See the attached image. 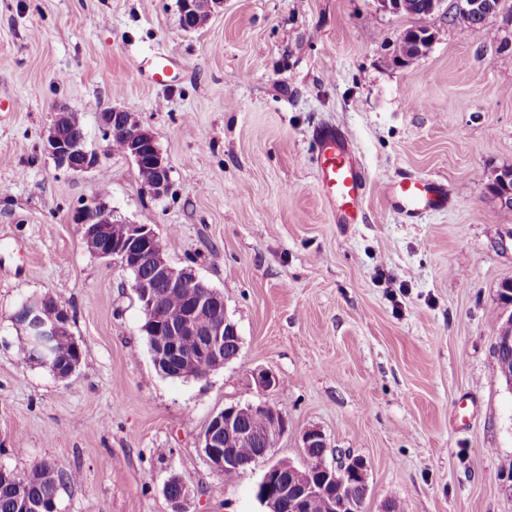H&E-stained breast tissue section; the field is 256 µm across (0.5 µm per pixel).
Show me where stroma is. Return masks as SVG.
I'll return each instance as SVG.
<instances>
[{"instance_id":"stroma-1","label":"stroma","mask_w":512,"mask_h":512,"mask_svg":"<svg viewBox=\"0 0 512 512\" xmlns=\"http://www.w3.org/2000/svg\"><path fill=\"white\" fill-rule=\"evenodd\" d=\"M455 0L419 18L377 0H224L195 31L177 0H0V467L68 472L57 512H265L259 472L225 482L200 439L213 414L264 402L288 417L278 457L322 430L368 466L363 512H512V387L494 346L512 304V212L491 185L512 170V0L479 34ZM436 38L397 60L408 28ZM161 56L172 80L149 83ZM79 115L99 165L82 174L43 149L56 104ZM119 106L150 128L171 189L146 194L104 136ZM351 143L363 216L337 223L313 164L316 130ZM435 179L448 205L412 224L387 183ZM107 187L178 267L220 292L241 337L203 380L160 374L131 277L91 254L71 216ZM49 293L82 347L66 379L16 363L20 303ZM268 368L280 385L248 382ZM163 492L171 503L173 512H186L184 505L189 497V486L181 476H172L165 484Z\"/></svg>"}]
</instances>
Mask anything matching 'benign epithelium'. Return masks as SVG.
Returning <instances> with one entry per match:
<instances>
[{
  "mask_svg": "<svg viewBox=\"0 0 512 512\" xmlns=\"http://www.w3.org/2000/svg\"><path fill=\"white\" fill-rule=\"evenodd\" d=\"M224 0H179L178 7L184 28L196 29L208 22ZM99 122L107 138L123 142L124 155L136 165H147L154 178L143 186L146 194L155 199L165 197L171 186L170 169L163 158L150 129L134 114L113 106L99 114ZM68 129L74 136L62 134ZM45 152L57 166L81 174L97 167L99 158L88 149L80 119L75 112L60 104L44 140ZM81 239L89 252L107 260H116L131 275L134 290L145 316L141 331L151 336L152 360L167 377L195 378V365L201 360H213L224 366L240 351L236 324L219 313L224 306L223 296L202 281L191 267L173 265L159 243V235L147 224H133L117 216L107 199L98 194L86 199L73 213ZM182 294L187 305L179 320L167 319L162 294ZM56 312L48 314L49 307ZM14 322L25 336V347L31 358L43 365H63L64 377H70L81 361V346L71 331V318L66 307L50 294L25 299L14 314ZM172 336H187L195 341L190 350L170 340ZM68 339L73 357H59L57 343ZM250 384L261 392L280 384L272 371L259 368L251 372ZM259 414L263 418L260 430L244 424V414ZM288 432V418L279 409L264 402L244 406L231 404L214 414L202 435V448L212 469L224 474L228 470L248 473L237 454L242 442H256L265 437L282 438ZM305 460L296 465L287 459L276 458V449L261 448L251 464H265L255 494L268 512H281L290 502L293 512H303L316 497H321L329 512H362L368 495L367 464L360 456L344 453L336 464L329 466L324 455L313 456L316 448L327 449L321 429H307L302 437ZM350 492H345V489ZM163 492L173 512H186L189 486L180 476L171 477Z\"/></svg>",
  "mask_w": 512,
  "mask_h": 512,
  "instance_id": "obj_1",
  "label": "benign epithelium"
}]
</instances>
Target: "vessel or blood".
Here are the masks:
<instances>
[{"instance_id":"1","label":"vessel or blood","mask_w":512,"mask_h":512,"mask_svg":"<svg viewBox=\"0 0 512 512\" xmlns=\"http://www.w3.org/2000/svg\"><path fill=\"white\" fill-rule=\"evenodd\" d=\"M314 165L322 193L340 224L356 220L365 189V173L335 131L320 129L315 134ZM397 212L414 219L440 209L446 202L443 184L427 178L406 176L389 184Z\"/></svg>"}]
</instances>
